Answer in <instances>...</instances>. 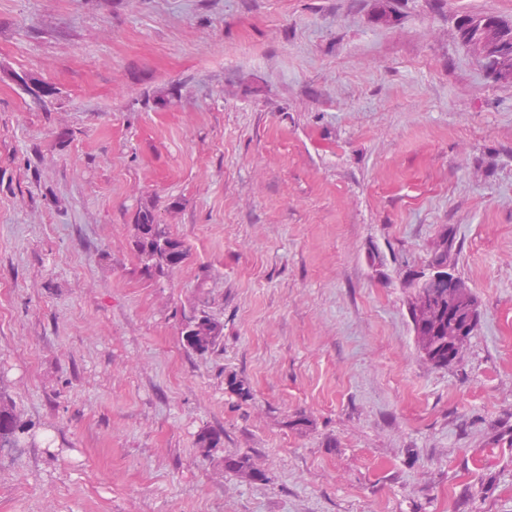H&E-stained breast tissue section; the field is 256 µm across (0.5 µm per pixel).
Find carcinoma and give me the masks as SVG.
<instances>
[{"label":"carcinoma","instance_id":"obj_1","mask_svg":"<svg viewBox=\"0 0 512 512\" xmlns=\"http://www.w3.org/2000/svg\"><path fill=\"white\" fill-rule=\"evenodd\" d=\"M134 229L141 230L135 236L134 248L138 254L141 273L153 280L180 267L189 258L190 249L181 239L173 236L163 224L154 223V215L146 207L136 212ZM419 292L427 293L437 305H448V280L438 278L425 282ZM198 315L185 318L188 325L198 328L194 338H185L186 347L194 352L205 353L214 349L221 340V328L216 333L197 323ZM417 342L427 359L439 366L448 365L451 345L448 342V322L439 320L431 324ZM28 434V427L21 416L11 407L0 404V447L14 448L22 436ZM224 469L236 474L248 475L254 469V462L248 455L224 459Z\"/></svg>","mask_w":512,"mask_h":512}]
</instances>
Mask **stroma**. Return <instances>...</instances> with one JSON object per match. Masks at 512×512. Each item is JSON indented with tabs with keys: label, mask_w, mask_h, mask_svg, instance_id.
<instances>
[{
	"label": "stroma",
	"mask_w": 512,
	"mask_h": 512,
	"mask_svg": "<svg viewBox=\"0 0 512 512\" xmlns=\"http://www.w3.org/2000/svg\"><path fill=\"white\" fill-rule=\"evenodd\" d=\"M485 14L512 0H0V396L32 432L0 512H512ZM144 206L190 249L157 280ZM444 239L480 320L438 367L409 302ZM199 317H205L211 319L207 315H192V316H185V321L190 326H195L198 328L196 336H194V339L191 340L188 337H185V344L186 347L189 350H192L194 352H200L205 353L209 350L214 349L221 340V328L218 322H214L216 326V333L210 334L212 332L211 329L206 328L204 325L197 324V320Z\"/></svg>",
	"instance_id": "obj_1"
}]
</instances>
